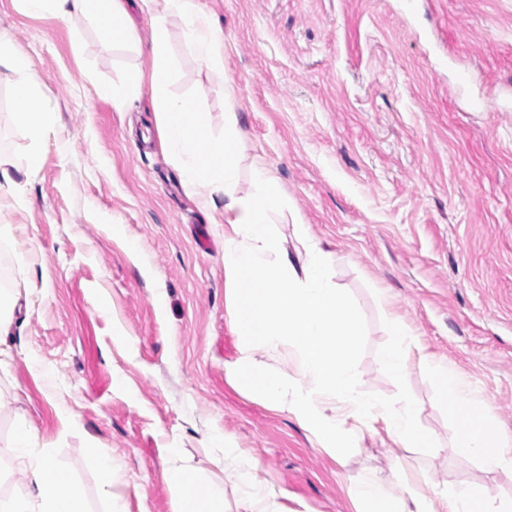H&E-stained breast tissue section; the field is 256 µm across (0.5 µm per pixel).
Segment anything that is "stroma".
<instances>
[{
    "label": "stroma",
    "mask_w": 512,
    "mask_h": 512,
    "mask_svg": "<svg viewBox=\"0 0 512 512\" xmlns=\"http://www.w3.org/2000/svg\"><path fill=\"white\" fill-rule=\"evenodd\" d=\"M200 3L224 35V69L201 65L173 20L172 88L204 112L208 136L236 112L242 171L264 163L290 202L275 219L290 253L304 250L300 224L329 253L359 315L358 389L415 402L434 445L411 458L431 485L512 497V471L464 451L420 360L454 365L492 407L496 436L512 438V0ZM0 35L53 114L32 143L12 121L15 74L0 66V157L18 165L40 149L37 174L0 190L11 229L0 262L18 297L15 358L0 372V496L21 480V416L87 512L107 507L87 466L95 452L112 455L127 512H174L178 458L222 489L223 512H243L237 465L211 463L227 446L255 460L251 477L280 512H356L352 487L375 476L405 495L385 434L361 428L337 463L287 410L229 379L239 339L224 240L164 149L149 92L121 106L107 93L148 69V54L85 17L27 15L21 0H0ZM393 315L419 347L401 378L380 360Z\"/></svg>",
    "instance_id": "35a3bbf8"
}]
</instances>
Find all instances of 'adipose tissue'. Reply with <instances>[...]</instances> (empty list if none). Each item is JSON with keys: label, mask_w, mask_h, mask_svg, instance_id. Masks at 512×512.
Returning <instances> with one entry per match:
<instances>
[{"label": "adipose tissue", "mask_w": 512, "mask_h": 512, "mask_svg": "<svg viewBox=\"0 0 512 512\" xmlns=\"http://www.w3.org/2000/svg\"><path fill=\"white\" fill-rule=\"evenodd\" d=\"M135 2L152 28L149 70H134L109 88L113 102L122 104L149 91L164 148L173 159L184 186L204 210L224 200V279L233 304V323L242 341L232 370L235 381L257 388L261 396L287 409L313 437L319 448L344 461L355 439L354 424L381 423L398 448L395 476L409 479L406 496L389 497L380 481L355 485L357 512H512V498L488 497L476 484L444 491L429 486L415 471L407 453L433 445L430 434L417 422L411 400L392 407L366 396L356 386L355 345L361 334L356 310L345 291L332 280L329 258L318 244H310L301 263H294L283 239L273 227L274 215L288 207L272 171L253 166L248 190H241L240 168L234 159L238 144L235 113L224 115V135L205 140L203 112L193 111L189 99L170 89L175 62L169 51L171 19H180L198 61L211 70L224 68V38L198 0H23L34 15L59 18L85 16L100 23L109 41L135 42L136 32L126 25L128 2ZM0 65L17 76L18 107L13 119L32 141H40L52 122L42 104L39 84L26 58L0 37ZM389 346L381 355L386 370L403 376L408 368L413 339L398 318L390 320ZM296 352L301 378L260 369L254 353L281 345ZM441 400L451 418L460 419L465 447L488 470L512 468V452L489 449L487 434L494 415L475 391L452 368L427 356ZM23 479L15 494L0 497V512H85L79 487L64 478L51 448L39 445L26 424L14 434ZM172 485L176 512H220L223 497L214 484L190 495L194 480L185 465H174Z\"/></svg>", "instance_id": "obj_1"}]
</instances>
